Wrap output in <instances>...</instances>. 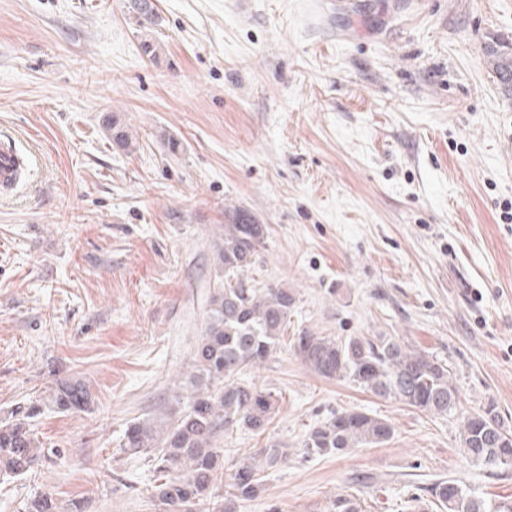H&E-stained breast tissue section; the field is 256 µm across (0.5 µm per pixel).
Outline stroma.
Instances as JSON below:
<instances>
[{"label": "stroma", "instance_id": "35a3bbf8", "mask_svg": "<svg viewBox=\"0 0 512 512\" xmlns=\"http://www.w3.org/2000/svg\"><path fill=\"white\" fill-rule=\"evenodd\" d=\"M157 60L127 0H0V135L37 156L0 194V420L78 381L88 411L33 421L44 454L0 477V512L51 494L85 512H155L135 419L191 396V358L224 279L227 209L267 239L257 287L292 291L282 347L245 380L277 400L265 432L218 435L225 460L288 444L240 512H439L428 486L512 499V469L470 464L457 413L432 416L307 369L306 330L401 336L447 366L465 408L512 428V93L485 51L512 0H156ZM112 114L135 135L113 148ZM181 151L171 154L169 140ZM389 420L379 447L301 446L332 413ZM342 493L329 498L324 512H360V496L347 487Z\"/></svg>", "mask_w": 512, "mask_h": 512}]
</instances>
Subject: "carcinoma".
<instances>
[{"mask_svg": "<svg viewBox=\"0 0 512 512\" xmlns=\"http://www.w3.org/2000/svg\"><path fill=\"white\" fill-rule=\"evenodd\" d=\"M139 28L159 24L155 0H130ZM493 71L506 87L512 85V50L490 46ZM112 146L133 149L128 128L112 116L103 119ZM224 244L218 255L224 283L213 289L207 322L192 357L189 384L193 389L187 409L167 421L143 419L128 425L121 449L137 455L157 451L159 468L170 477L154 486L158 512H237L240 503L257 498L264 489L265 470L288 463V444L268 441L255 454L239 457L224 467V449L214 445L219 429L245 427L263 430L275 411L274 395L245 383L244 369L265 362L280 345L288 314L296 304L286 288H257L245 277L266 240V227L249 212H225ZM297 357L328 380L347 379L379 397L393 398L431 415L461 411V450L471 464L484 468H511L512 443L503 448L495 436L512 437L493 406L469 412L460 403L453 379L434 361L402 338L377 336L339 340L302 331L293 341ZM90 393L80 382L60 381L49 405L62 413L85 411ZM40 405L18 407L0 420V476L21 477L38 463L44 449L31 429ZM395 435L388 420L362 409L333 414L313 427L303 448L317 455L340 454L351 448L381 446ZM441 512H512V500L487 501L468 494L452 481L430 489ZM324 512H361L360 496L346 489L329 498Z\"/></svg>", "mask_w": 512, "mask_h": 512, "instance_id": "1", "label": "carcinoma"}]
</instances>
